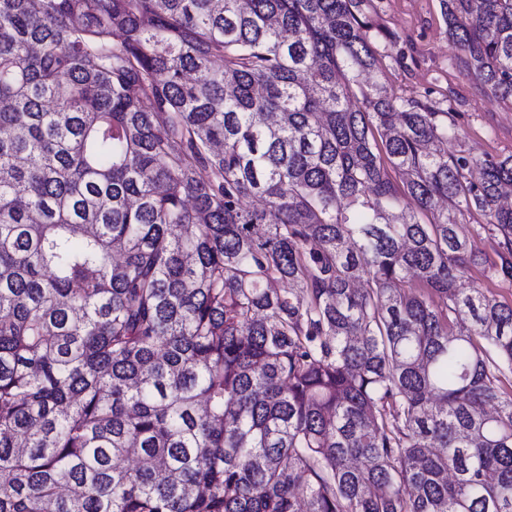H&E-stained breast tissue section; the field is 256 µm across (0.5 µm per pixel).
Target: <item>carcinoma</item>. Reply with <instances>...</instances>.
Here are the masks:
<instances>
[{
  "instance_id": "cac0c4a2",
  "label": "carcinoma",
  "mask_w": 512,
  "mask_h": 512,
  "mask_svg": "<svg viewBox=\"0 0 512 512\" xmlns=\"http://www.w3.org/2000/svg\"><path fill=\"white\" fill-rule=\"evenodd\" d=\"M362 2L0 0V512H512V306L438 206L512 279V155L361 88ZM442 4L512 98V0ZM452 211L455 212L463 234L471 240L483 258L482 265L474 267L468 274L469 279H464L459 288L467 290L474 282V285L483 288L487 295L504 304L512 305V280H506L495 273L496 264L499 265L500 259L497 255L499 239L495 237L496 233L490 230L493 226L487 223V217L480 212Z\"/></svg>"
}]
</instances>
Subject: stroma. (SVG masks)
<instances>
[{
	"label": "stroma",
	"instance_id": "obj_1",
	"mask_svg": "<svg viewBox=\"0 0 512 512\" xmlns=\"http://www.w3.org/2000/svg\"><path fill=\"white\" fill-rule=\"evenodd\" d=\"M364 13L383 33L373 39L379 67L363 76V84L385 85L397 104L422 101L449 113L460 133L448 143L450 153L473 160L512 154V98H494L469 75L463 53L448 38L441 0H365ZM456 219L483 258L462 288L478 286L512 305V280L496 272L498 239L486 217L464 210Z\"/></svg>",
	"mask_w": 512,
	"mask_h": 512
}]
</instances>
